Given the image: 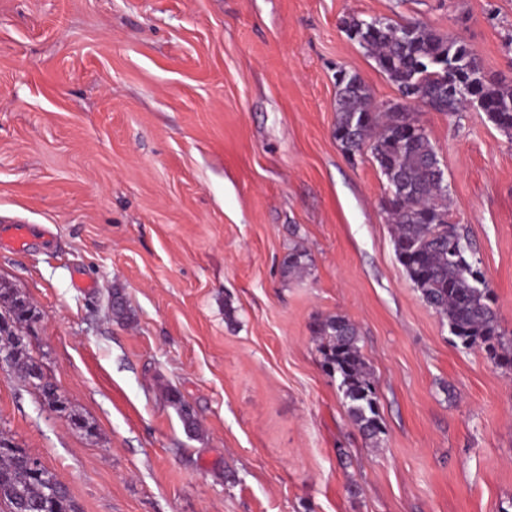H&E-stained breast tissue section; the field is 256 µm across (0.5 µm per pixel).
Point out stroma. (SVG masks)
Instances as JSON below:
<instances>
[{"label":"stroma","instance_id":"35a3bbf8","mask_svg":"<svg viewBox=\"0 0 512 512\" xmlns=\"http://www.w3.org/2000/svg\"><path fill=\"white\" fill-rule=\"evenodd\" d=\"M350 15L424 21L512 77V0H0V225L35 227L0 278L93 425L0 367V431L81 512H512V374L422 299L377 164L333 136L337 68L398 96ZM423 121L512 333V140L481 112ZM336 315L376 381L377 444L321 365L311 328ZM168 403L176 410L180 417L186 433L190 436H196L199 433V423L193 407L174 390L166 391Z\"/></svg>","mask_w":512,"mask_h":512}]
</instances>
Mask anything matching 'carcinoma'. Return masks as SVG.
<instances>
[{
  "mask_svg": "<svg viewBox=\"0 0 512 512\" xmlns=\"http://www.w3.org/2000/svg\"><path fill=\"white\" fill-rule=\"evenodd\" d=\"M346 32L360 34L358 44L396 86L399 97L379 112L369 110L372 95L356 73L336 72L334 138L350 157L370 152L386 179L383 205L389 217L395 253L424 301L448 320L451 333L465 348L477 347L496 366L512 371V336L502 328L492 307V291L475 258L472 243L448 210V185L427 128L416 107L458 115L478 97L487 119L512 141V79L489 74L463 38L442 33L421 21L352 15ZM460 61L457 73L438 65ZM288 273L307 272L310 259L297 249L288 252ZM34 318L31 303L9 283L0 281V352L26 380L39 368L30 343L19 339V327ZM112 319H130L122 289H112ZM325 337V371L340 378L352 424L368 440L383 433L377 390L359 346L358 328L336 316L312 329ZM186 433H199L193 407L174 390L166 391ZM28 453L0 432V506L5 512H79L69 489L48 469L33 473Z\"/></svg>",
  "mask_w": 512,
  "mask_h": 512,
  "instance_id": "cac0c4a2",
  "label": "carcinoma"
}]
</instances>
